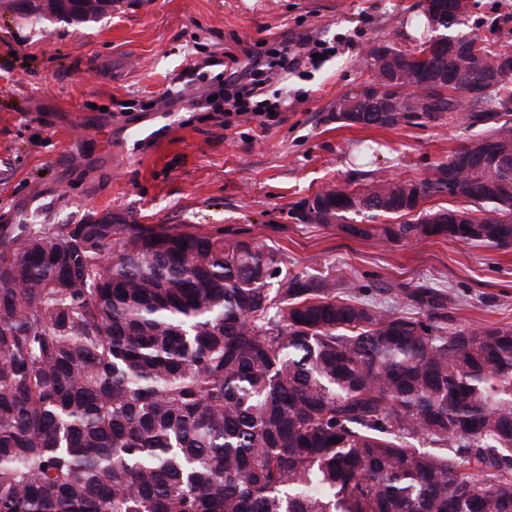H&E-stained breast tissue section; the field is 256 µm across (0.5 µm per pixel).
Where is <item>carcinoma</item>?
I'll return each instance as SVG.
<instances>
[{
    "mask_svg": "<svg viewBox=\"0 0 512 512\" xmlns=\"http://www.w3.org/2000/svg\"><path fill=\"white\" fill-rule=\"evenodd\" d=\"M0 6L85 22L112 0ZM472 6L421 13L383 66L418 85L451 67L485 89L461 112L423 87L429 121L478 132L424 178L318 189L309 210L294 203L299 223L512 247V75L491 80L507 46L462 30ZM434 41L468 52L415 57ZM353 125L425 122L338 123ZM444 195L464 206L414 211ZM356 288L250 237L0 227V512H512V327L450 332L435 288L398 289L419 318Z\"/></svg>",
    "mask_w": 512,
    "mask_h": 512,
    "instance_id": "obj_1",
    "label": "carcinoma"
}]
</instances>
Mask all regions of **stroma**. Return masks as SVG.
Instances as JSON below:
<instances>
[{
    "label": "stroma",
    "instance_id": "35a3bbf8",
    "mask_svg": "<svg viewBox=\"0 0 512 512\" xmlns=\"http://www.w3.org/2000/svg\"><path fill=\"white\" fill-rule=\"evenodd\" d=\"M417 0H114L90 23H38L0 7V226L77 224L109 213L149 228L231 231L279 249L294 270L343 268L358 295L396 311L402 283L448 298V327L512 325V247L422 240L386 245L295 221L293 203L354 171L422 178L467 133L445 119L395 130L340 128L338 96L364 82L371 44L401 42ZM467 26L512 44V0H473ZM336 47L266 93L271 120L169 105L191 72L204 93L244 57L282 37ZM141 129L140 143L128 139ZM369 139L372 154L355 143Z\"/></svg>",
    "mask_w": 512,
    "mask_h": 512
}]
</instances>
